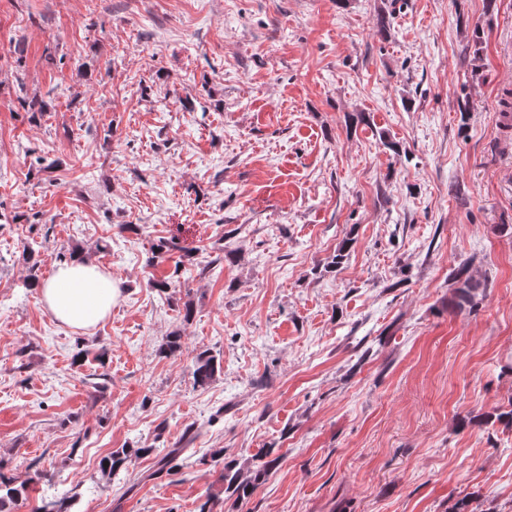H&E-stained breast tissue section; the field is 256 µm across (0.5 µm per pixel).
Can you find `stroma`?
<instances>
[{"instance_id":"1","label":"stroma","mask_w":512,"mask_h":512,"mask_svg":"<svg viewBox=\"0 0 512 512\" xmlns=\"http://www.w3.org/2000/svg\"><path fill=\"white\" fill-rule=\"evenodd\" d=\"M511 35L512 0H0L10 512H512ZM32 250L44 281L108 271L111 313L56 320ZM118 448L142 454L105 480ZM262 448L234 503L213 451ZM221 368L216 356L208 351H201L194 357V379L198 385L208 384ZM282 456L274 453V448H268L258 457L249 468V476H243L241 469H237L236 463L230 461L224 464L225 491L236 494L237 498L244 499L250 496L255 486L278 467Z\"/></svg>"}]
</instances>
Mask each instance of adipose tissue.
I'll return each mask as SVG.
<instances>
[{
    "label": "adipose tissue",
    "mask_w": 512,
    "mask_h": 512,
    "mask_svg": "<svg viewBox=\"0 0 512 512\" xmlns=\"http://www.w3.org/2000/svg\"><path fill=\"white\" fill-rule=\"evenodd\" d=\"M44 307L59 321L89 328L104 320L118 297L111 275L98 266L74 261L57 268L39 287Z\"/></svg>",
    "instance_id": "1"
}]
</instances>
